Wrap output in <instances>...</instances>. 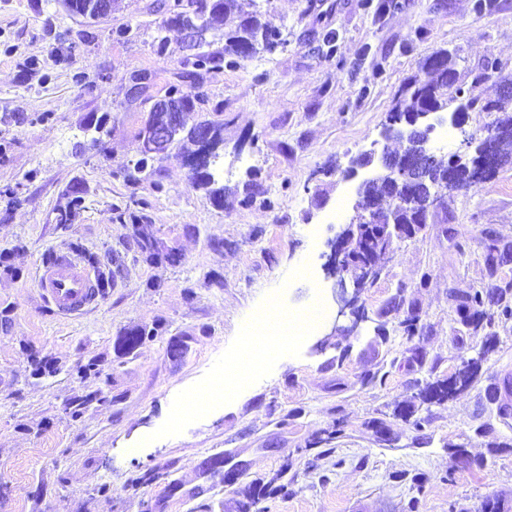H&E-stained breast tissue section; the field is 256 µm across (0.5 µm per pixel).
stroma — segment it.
Instances as JSON below:
<instances>
[{"mask_svg":"<svg viewBox=\"0 0 512 512\" xmlns=\"http://www.w3.org/2000/svg\"><path fill=\"white\" fill-rule=\"evenodd\" d=\"M161 3L117 0L90 21L61 0H0V512H483L489 500L512 512V423L486 398L512 375V317L492 308L476 332L449 296L512 282V261L493 277L484 262L489 241L512 246V164L395 241L357 323L338 313L326 256L341 226L325 221L351 213V157L400 150L381 130L424 58L457 50L463 75L483 74L479 93L499 96L484 64L512 71V0L480 13L473 0H405L381 15L364 0H268L283 47L229 68L213 32L216 60L192 80L189 40ZM136 74L149 81L133 98ZM174 85L200 86L199 111L224 125L223 203L191 185L184 142L140 181L123 178ZM73 188L75 219L56 224ZM139 222L169 261H146ZM77 249L110 284L96 307L61 317L36 267ZM273 297L319 310L318 325L180 418ZM134 328L156 334L119 355ZM93 357L100 373L84 375ZM474 360L467 386L423 400ZM41 361L50 374L36 375ZM95 390L105 403L77 408Z\"/></svg>","mask_w":512,"mask_h":512,"instance_id":"obj_1","label":"stroma"}]
</instances>
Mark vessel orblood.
Segmentation results:
<instances>
[{
    "mask_svg": "<svg viewBox=\"0 0 512 512\" xmlns=\"http://www.w3.org/2000/svg\"><path fill=\"white\" fill-rule=\"evenodd\" d=\"M99 281L96 269L71 255L43 260L35 276L42 297L61 316L80 315L97 304L104 294Z\"/></svg>",
    "mask_w": 512,
    "mask_h": 512,
    "instance_id": "b4317fda",
    "label": "vessel or blood"
}]
</instances>
